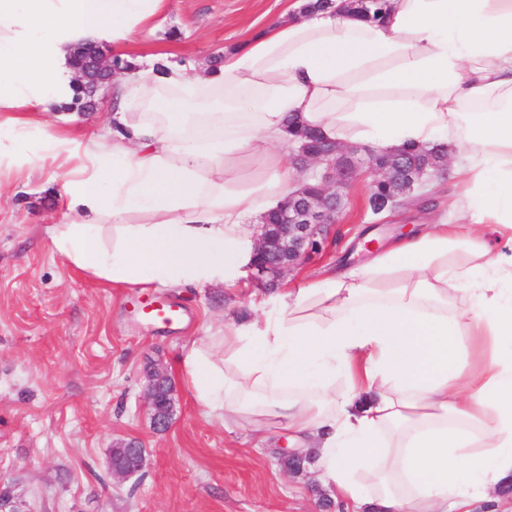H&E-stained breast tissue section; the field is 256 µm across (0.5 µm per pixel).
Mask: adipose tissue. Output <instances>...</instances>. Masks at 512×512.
Returning a JSON list of instances; mask_svg holds the SVG:
<instances>
[{
	"mask_svg": "<svg viewBox=\"0 0 512 512\" xmlns=\"http://www.w3.org/2000/svg\"><path fill=\"white\" fill-rule=\"evenodd\" d=\"M306 10L218 67L117 74L104 127L70 105L76 47L118 55L170 0H0V167L61 171L55 248L128 288L235 286L245 226L296 191L290 125L395 152L443 146L454 224L418 225L271 308L184 346L180 373L228 426L315 448L345 512H472L512 481V0H389L382 21ZM87 103V92L79 84L74 101L66 107L70 111L61 108L56 113L45 114L43 119L51 126L65 129L73 136H84L95 131L112 111V100L100 103L90 112H85L89 110Z\"/></svg>",
	"mask_w": 512,
	"mask_h": 512,
	"instance_id": "obj_1",
	"label": "adipose tissue"
}]
</instances>
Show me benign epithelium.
<instances>
[{"label":"benign epithelium","mask_w":512,"mask_h":512,"mask_svg":"<svg viewBox=\"0 0 512 512\" xmlns=\"http://www.w3.org/2000/svg\"><path fill=\"white\" fill-rule=\"evenodd\" d=\"M113 65L103 55L89 59L80 73V82L91 94L112 84ZM293 162L307 173V183L288 196L270 216L256 227L257 259L252 277L262 285L278 282L286 273L299 267L327 240L328 229L336 224L345 207L348 190L364 172L386 185L378 215L400 200L411 198L433 177L448 167V155L424 151L418 157L403 152H384L360 145H338L312 133L301 137ZM166 377L160 370L150 375L147 400L152 419L159 429L170 423V413L157 406V381ZM145 463L143 450L128 448L112 453L111 471L116 478L139 473Z\"/></svg>","instance_id":"benign-epithelium-1"}]
</instances>
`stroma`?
<instances>
[{
  "instance_id": "1",
  "label": "stroma",
  "mask_w": 512,
  "mask_h": 512,
  "mask_svg": "<svg viewBox=\"0 0 512 512\" xmlns=\"http://www.w3.org/2000/svg\"><path fill=\"white\" fill-rule=\"evenodd\" d=\"M290 0H172L158 30L135 53L158 63H207L277 19ZM111 102L89 112L63 109L45 121L83 136L97 129ZM371 175L348 192L336 238L285 275L275 289L302 287L328 267L365 261L426 211L447 213L450 174L435 177L417 198L373 215ZM63 180L43 168L0 180V490L21 512H319L314 471L294 476L274 449L279 433L225 428L183 383V346L205 339L224 321H240L271 289L243 273L237 285L115 287L85 275L55 249L49 228L72 216L58 195ZM149 294L186 309L179 330L154 326L133 311ZM162 365L172 384L167 429L153 426L146 376ZM134 442L145 466L123 480L109 473L113 448Z\"/></svg>"
}]
</instances>
